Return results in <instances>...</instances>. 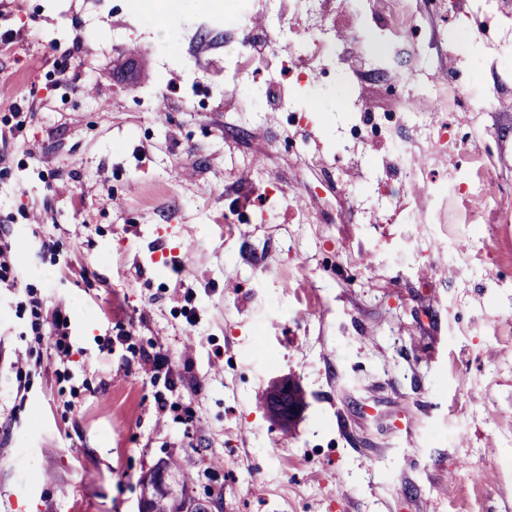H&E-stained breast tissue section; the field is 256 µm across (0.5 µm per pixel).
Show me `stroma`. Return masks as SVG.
<instances>
[{
    "label": "stroma",
    "mask_w": 512,
    "mask_h": 512,
    "mask_svg": "<svg viewBox=\"0 0 512 512\" xmlns=\"http://www.w3.org/2000/svg\"><path fill=\"white\" fill-rule=\"evenodd\" d=\"M468 2L507 40L462 55L422 0L376 7L423 17L435 69L482 61L477 89L512 58V0ZM7 31L27 105L0 100V512H137L170 456L214 512H512V222L487 204L444 254L382 196L385 140L364 187L336 178L355 98L399 100L284 40L263 68L286 111H237L210 0H0ZM462 122L502 132L512 197V112ZM349 194L360 222L304 223ZM282 377L306 399L286 429L263 405Z\"/></svg>",
    "instance_id": "1"
}]
</instances>
